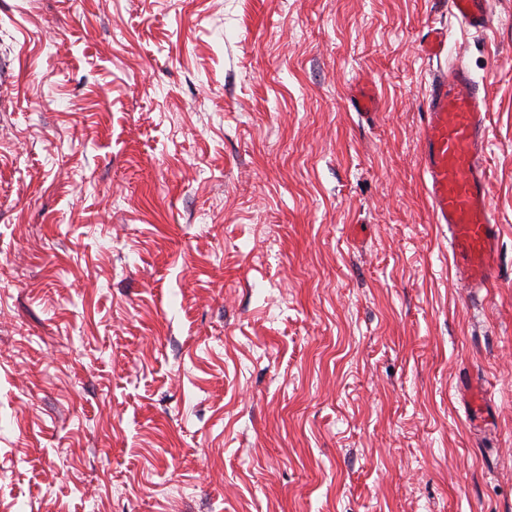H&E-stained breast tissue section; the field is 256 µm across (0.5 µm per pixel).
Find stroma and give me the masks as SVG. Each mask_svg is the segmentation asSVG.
Listing matches in <instances>:
<instances>
[{
    "mask_svg": "<svg viewBox=\"0 0 512 512\" xmlns=\"http://www.w3.org/2000/svg\"><path fill=\"white\" fill-rule=\"evenodd\" d=\"M493 16L0 0V512H512V0ZM432 22L490 100L482 291L423 188ZM492 391L489 388H482L481 391L469 400L468 418L474 425L487 423L488 416L485 410L492 403Z\"/></svg>",
    "mask_w": 512,
    "mask_h": 512,
    "instance_id": "obj_1",
    "label": "stroma"
}]
</instances>
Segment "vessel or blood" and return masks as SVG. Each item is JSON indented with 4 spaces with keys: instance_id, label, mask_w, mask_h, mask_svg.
I'll return each mask as SVG.
<instances>
[{
    "instance_id": "vessel-or-blood-1",
    "label": "vessel or blood",
    "mask_w": 512,
    "mask_h": 512,
    "mask_svg": "<svg viewBox=\"0 0 512 512\" xmlns=\"http://www.w3.org/2000/svg\"><path fill=\"white\" fill-rule=\"evenodd\" d=\"M461 26L481 33L493 18L492 0H448ZM424 55L437 64L428 83L422 120L420 165L436 223L448 232L454 265L467 287H488L497 277L500 226L490 206V177L484 163L490 102L461 64L449 65L448 31L428 26ZM492 392L470 399L471 423H487Z\"/></svg>"
}]
</instances>
